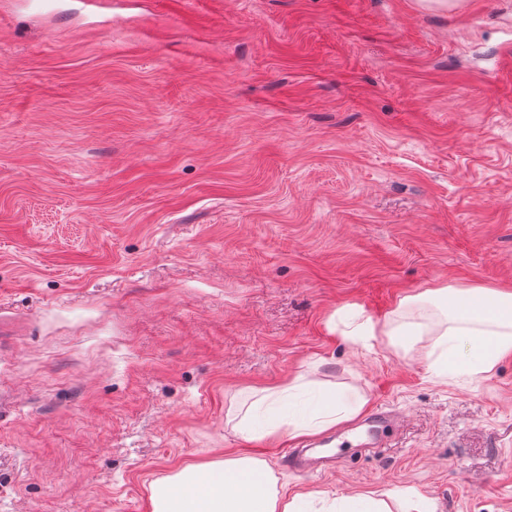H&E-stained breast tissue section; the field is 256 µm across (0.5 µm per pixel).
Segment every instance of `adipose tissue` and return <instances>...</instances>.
<instances>
[{
	"mask_svg": "<svg viewBox=\"0 0 512 512\" xmlns=\"http://www.w3.org/2000/svg\"><path fill=\"white\" fill-rule=\"evenodd\" d=\"M442 304L445 327L426 354L436 377L490 372L512 355V292L473 288L426 291ZM302 382L283 388L252 390L236 410L234 431L249 441L311 438L358 416L364 399L341 403L335 387L317 383L318 397L309 420L284 414ZM151 512H307L302 495L278 492L266 462L230 454L202 466L187 465L150 484Z\"/></svg>",
	"mask_w": 512,
	"mask_h": 512,
	"instance_id": "adipose-tissue-1",
	"label": "adipose tissue"
}]
</instances>
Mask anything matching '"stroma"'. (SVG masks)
<instances>
[{"label": "stroma", "instance_id": "1", "mask_svg": "<svg viewBox=\"0 0 512 512\" xmlns=\"http://www.w3.org/2000/svg\"><path fill=\"white\" fill-rule=\"evenodd\" d=\"M443 286L512 292V0H0V512L227 454L512 512V355L345 333ZM300 374L399 436L299 476L231 430Z\"/></svg>", "mask_w": 512, "mask_h": 512}]
</instances>
